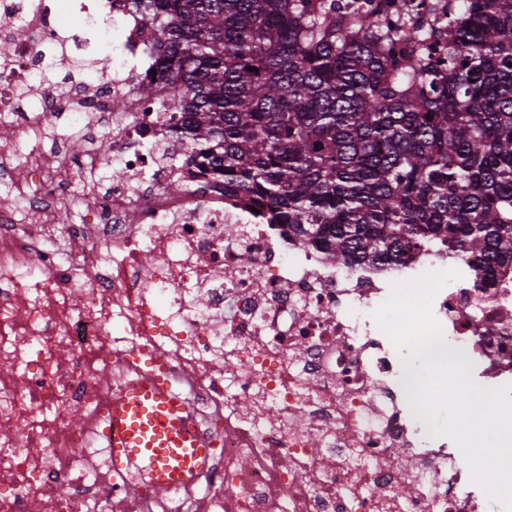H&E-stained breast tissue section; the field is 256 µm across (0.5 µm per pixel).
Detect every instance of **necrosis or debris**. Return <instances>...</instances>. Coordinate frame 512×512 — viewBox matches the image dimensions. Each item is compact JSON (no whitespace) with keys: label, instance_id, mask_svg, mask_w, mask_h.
<instances>
[{"label":"necrosis or debris","instance_id":"obj_1","mask_svg":"<svg viewBox=\"0 0 512 512\" xmlns=\"http://www.w3.org/2000/svg\"><path fill=\"white\" fill-rule=\"evenodd\" d=\"M69 2L0 0V512H504L415 421L411 376L372 313L393 282L455 266L432 305L443 337L477 384L512 383V265L485 287L430 250L331 263L187 164L158 28L131 0ZM91 45L97 70L46 86L56 47ZM61 112L78 133L106 129L109 149L81 163L121 171L107 192H63L69 169L47 145ZM25 206L39 223L19 220ZM75 207L83 223L59 225ZM151 351L212 455L163 495L136 471L115 478L104 446L110 397Z\"/></svg>","mask_w":512,"mask_h":512}]
</instances>
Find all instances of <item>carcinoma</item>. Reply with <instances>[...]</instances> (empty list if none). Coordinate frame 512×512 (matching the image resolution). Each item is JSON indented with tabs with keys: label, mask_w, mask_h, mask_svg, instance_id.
Here are the masks:
<instances>
[{
	"label": "carcinoma",
	"mask_w": 512,
	"mask_h": 512,
	"mask_svg": "<svg viewBox=\"0 0 512 512\" xmlns=\"http://www.w3.org/2000/svg\"><path fill=\"white\" fill-rule=\"evenodd\" d=\"M135 0L190 162L338 264L512 263V0ZM422 26L427 39L411 40Z\"/></svg>",
	"instance_id": "cac0c4a2"
}]
</instances>
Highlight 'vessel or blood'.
I'll return each instance as SVG.
<instances>
[{
	"instance_id": "b4317fda",
	"label": "vessel or blood",
	"mask_w": 512,
	"mask_h": 512,
	"mask_svg": "<svg viewBox=\"0 0 512 512\" xmlns=\"http://www.w3.org/2000/svg\"><path fill=\"white\" fill-rule=\"evenodd\" d=\"M143 364L145 373L109 403L105 446L113 471L136 468L163 494L194 481L209 466L211 450L189 425V399L164 377V355L146 353Z\"/></svg>"
}]
</instances>
